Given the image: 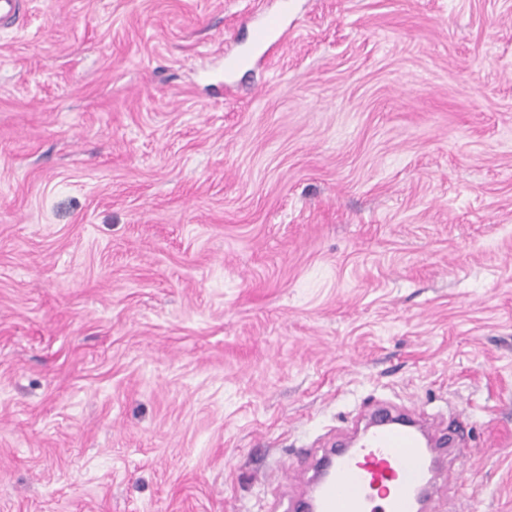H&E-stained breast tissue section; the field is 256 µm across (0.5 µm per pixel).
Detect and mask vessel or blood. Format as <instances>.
Segmentation results:
<instances>
[{
  "instance_id": "vessel-or-blood-1",
  "label": "vessel or blood",
  "mask_w": 512,
  "mask_h": 512,
  "mask_svg": "<svg viewBox=\"0 0 512 512\" xmlns=\"http://www.w3.org/2000/svg\"><path fill=\"white\" fill-rule=\"evenodd\" d=\"M287 5L267 13L255 30L265 41L280 29ZM417 412L379 415L356 446L322 459L311 493L283 512H417L414 493L445 463L426 457L419 440L423 428Z\"/></svg>"
}]
</instances>
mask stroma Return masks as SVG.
Instances as JSON below:
<instances>
[{
  "mask_svg": "<svg viewBox=\"0 0 512 512\" xmlns=\"http://www.w3.org/2000/svg\"><path fill=\"white\" fill-rule=\"evenodd\" d=\"M30 0L0 27V512H268L379 402L512 512V0ZM288 12V0H281L277 11L267 13L255 30V39L265 41L273 32L280 29L284 15Z\"/></svg>",
  "mask_w": 512,
  "mask_h": 512,
  "instance_id": "35a3bbf8",
  "label": "stroma"
}]
</instances>
